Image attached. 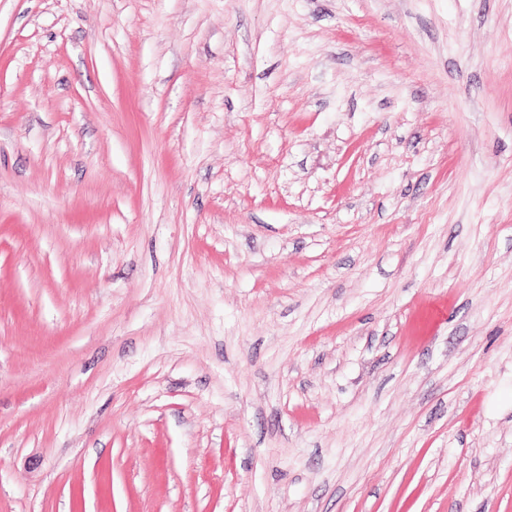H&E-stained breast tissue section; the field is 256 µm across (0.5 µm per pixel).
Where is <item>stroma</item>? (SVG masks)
<instances>
[{"label": "stroma", "mask_w": 512, "mask_h": 512, "mask_svg": "<svg viewBox=\"0 0 512 512\" xmlns=\"http://www.w3.org/2000/svg\"><path fill=\"white\" fill-rule=\"evenodd\" d=\"M0 512H512V0H0Z\"/></svg>", "instance_id": "1"}]
</instances>
